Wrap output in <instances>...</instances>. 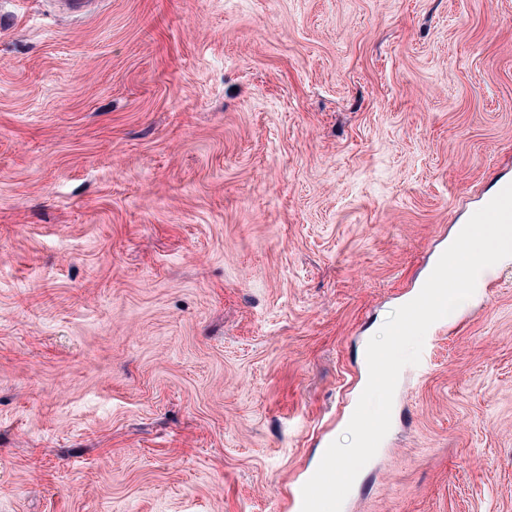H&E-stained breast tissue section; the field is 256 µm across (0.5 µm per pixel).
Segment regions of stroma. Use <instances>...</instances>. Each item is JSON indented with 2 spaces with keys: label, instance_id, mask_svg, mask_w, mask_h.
I'll use <instances>...</instances> for the list:
<instances>
[{
  "label": "stroma",
  "instance_id": "obj_1",
  "mask_svg": "<svg viewBox=\"0 0 512 512\" xmlns=\"http://www.w3.org/2000/svg\"><path fill=\"white\" fill-rule=\"evenodd\" d=\"M504 182L512 0H0V512H294ZM491 272L342 512H512Z\"/></svg>",
  "mask_w": 512,
  "mask_h": 512
}]
</instances>
